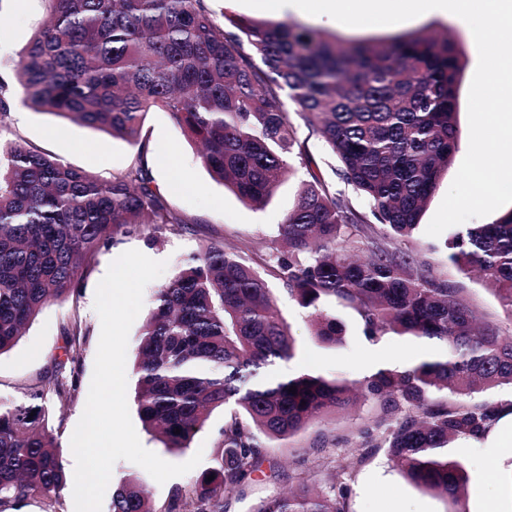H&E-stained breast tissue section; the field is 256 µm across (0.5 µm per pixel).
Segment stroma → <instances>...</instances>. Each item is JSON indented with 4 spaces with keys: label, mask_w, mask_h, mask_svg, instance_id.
Returning <instances> with one entry per match:
<instances>
[{
    "label": "stroma",
    "mask_w": 512,
    "mask_h": 512,
    "mask_svg": "<svg viewBox=\"0 0 512 512\" xmlns=\"http://www.w3.org/2000/svg\"><path fill=\"white\" fill-rule=\"evenodd\" d=\"M209 6L218 14L227 12L253 19L298 23L350 42L414 34L425 28L450 32L462 42L465 66L459 77L456 99L460 149L432 195L410 245L434 275L459 288L461 296L497 324L503 335L512 336V312L506 310L476 275L463 274L448 263L445 237H431L425 232L465 157L462 146L469 141L468 92L478 55L469 30L441 16L364 28L347 27L333 19L303 12L258 10L240 4L239 0H209ZM45 15L44 0H0V81L14 82L16 65ZM5 122L21 145L41 150L102 179L111 178L130 166L136 157H143L154 183L166 190L169 204L192 224L188 231L162 236L153 243L148 242L143 230L118 237L108 250L92 261L77 296L46 305L19 342L10 351L0 354V403L22 400L27 386L43 377L53 358L61 354L63 321L75 315L82 320L85 334L74 348L79 386L67 405L53 408L52 426L59 450L70 462L74 459L71 437L85 408L101 333V321L94 309L95 290L110 263L127 250H139L154 260L165 262L166 269L160 277L165 283L207 242L217 241L224 243L226 249L239 252L261 274H268L271 240L293 205L300 178L292 176L264 207L249 205L210 176L201 161L198 145L187 138L169 113L160 110L146 113L141 143L137 146L19 103L11 105ZM170 148L185 162L191 175V187L168 191L169 172L155 164L154 159ZM273 296L279 317L288 324L296 340V356L288 363V372H296L298 367L306 365L311 373L339 375L357 383L364 379L361 367L368 358L380 359L388 366H403L426 357L432 349L430 343L406 344L392 334L374 342L367 340L358 315L341 306L337 307L336 316L345 326V341L331 347L312 336L304 310L281 285H274ZM377 411L376 404L368 400L352 409L315 419L288 443L259 437L261 462L241 486L226 496L224 512H251L261 499L286 493L303 482L320 491L334 485L346 488L349 512H446L448 505L444 499L423 492L404 478L386 449L363 451L361 432L371 424ZM234 412L231 405L215 409L189 448L178 454L167 452L145 431L142 423H135L134 428L141 444L163 460L183 463L199 452L203 455L201 464L206 467L217 452L225 422ZM456 452L464 458L469 474L467 493L460 504L462 512H485L491 504L497 512H512V447L491 450L482 442L473 441L458 445ZM129 472L140 473L138 465L120 460L112 469L116 478ZM140 475L156 507L177 492L188 490L194 478L189 472L161 485L149 474Z\"/></svg>",
    "instance_id": "35a3bbf8"
}]
</instances>
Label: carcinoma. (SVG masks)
Listing matches in <instances>:
<instances>
[{
  "label": "carcinoma",
  "instance_id": "1",
  "mask_svg": "<svg viewBox=\"0 0 512 512\" xmlns=\"http://www.w3.org/2000/svg\"><path fill=\"white\" fill-rule=\"evenodd\" d=\"M46 2L16 73L22 104L133 145L146 112H169L201 145L212 178L250 204H264L300 167L304 179L274 240L273 274L307 311L314 336L342 343L344 325L328 308L337 302L357 313L370 340L392 333L436 346L433 357L380 369L358 390L339 378L281 374L295 339L273 312L267 280L224 244H207L153 292L135 366L137 412L171 453L188 448L219 407L232 405L245 419L225 423L217 455L188 494L155 508L128 473L107 512H224L226 493L257 467L255 433L286 441L361 396L382 411L362 431L368 447L386 448L410 482L463 512L455 504L468 473L450 449L460 438L481 439L512 411V401H469L512 385V336L406 247L458 146L457 38L345 42L297 23L228 13L221 21L207 0ZM285 95L368 211L337 192L302 149ZM9 102L0 81V355L42 308L78 294L113 239L145 225L153 242L188 224L152 186L140 156L101 180L18 144L5 123ZM445 250L512 311V212L468 225ZM82 333L79 319L63 323V354L23 400L0 406V512L35 496L52 512L63 506L66 462L49 428L48 394L71 398ZM252 512H347V492L302 485Z\"/></svg>",
  "mask_w": 512,
  "mask_h": 512
}]
</instances>
